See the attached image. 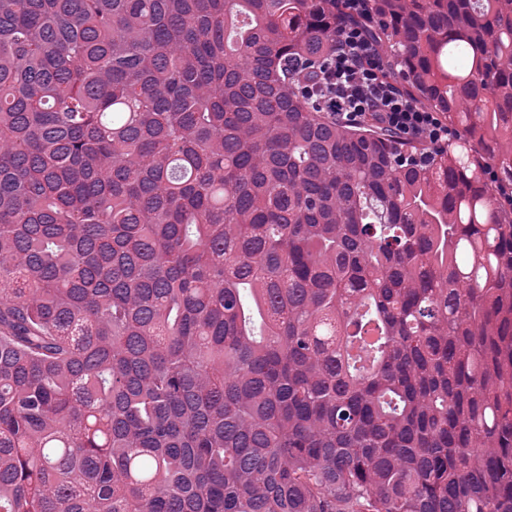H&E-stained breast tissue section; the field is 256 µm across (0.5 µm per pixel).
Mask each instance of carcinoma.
<instances>
[{
	"label": "carcinoma",
	"instance_id": "carcinoma-1",
	"mask_svg": "<svg viewBox=\"0 0 512 512\" xmlns=\"http://www.w3.org/2000/svg\"><path fill=\"white\" fill-rule=\"evenodd\" d=\"M370 8L447 148L338 0H0V512H512V0ZM369 3L370 0H341V14L346 20L339 26L334 49L322 61L316 89L311 91L299 84L303 95L312 98L316 94L344 124L372 122L403 143L448 146L455 130L438 112L411 98L388 75L383 46L371 32Z\"/></svg>",
	"mask_w": 512,
	"mask_h": 512
}]
</instances>
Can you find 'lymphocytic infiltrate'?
Wrapping results in <instances>:
<instances>
[{
	"instance_id": "obj_1",
	"label": "lymphocytic infiltrate",
	"mask_w": 512,
	"mask_h": 512,
	"mask_svg": "<svg viewBox=\"0 0 512 512\" xmlns=\"http://www.w3.org/2000/svg\"><path fill=\"white\" fill-rule=\"evenodd\" d=\"M370 0H341L336 44L322 61L315 93L345 124L372 122L405 143L447 146L454 133L438 112L391 78L382 44L371 32Z\"/></svg>"
}]
</instances>
